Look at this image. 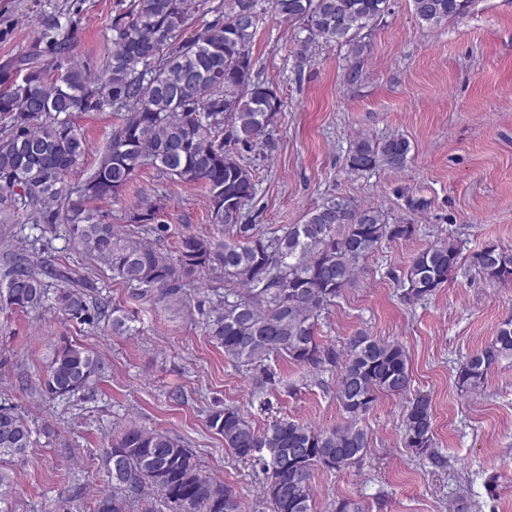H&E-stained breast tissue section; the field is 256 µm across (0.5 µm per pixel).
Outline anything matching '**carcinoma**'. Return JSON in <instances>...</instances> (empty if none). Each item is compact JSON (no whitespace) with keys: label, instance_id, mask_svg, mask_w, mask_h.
<instances>
[{"label":"carcinoma","instance_id":"cac0c4a2","mask_svg":"<svg viewBox=\"0 0 512 512\" xmlns=\"http://www.w3.org/2000/svg\"><path fill=\"white\" fill-rule=\"evenodd\" d=\"M390 0H222L210 9L196 36L180 37L190 14L188 0H130L112 17V52L91 70L70 55L71 20L52 18L24 55L0 66V223L24 212L41 233L66 235L135 300L167 309L188 304L187 286L215 271L224 277V300L208 324L224 356L253 366L285 355L302 367L338 366L336 400L346 421L317 428L276 419L262 431L238 409L208 413L207 423L240 461H258L261 494L270 512H313L311 477L322 468L340 472L362 462L370 447L362 420L381 394L410 391L408 356L397 341L360 332L346 351L324 347L317 336L323 312L349 286L364 261L385 240L406 239L411 223H390L375 207L336 196L309 212L281 236H267L245 218L255 198L254 171L239 155L269 143L283 101L264 79L253 47L263 15L301 25L297 65L308 62L312 44L323 40L347 49L358 72L370 50L368 32L389 11ZM467 0H413L420 24L437 27L459 16ZM121 114V122L93 172L77 187L70 175L85 160L87 144L76 113ZM403 136H360L346 158L348 172L379 166L399 172L408 162ZM154 168L171 182L200 185L215 224L234 230L230 242L182 237L171 256L148 236L163 237V202L145 198L124 214L118 229L90 208L116 198L141 168ZM0 309L36 311L49 300L72 323L110 327L116 336L138 331L122 306L101 297L98 283L69 263L37 248L4 242ZM461 248L437 240L418 251L403 273V298L434 295L460 264ZM486 280L512 283V249L487 242L473 255ZM56 291L49 293V282ZM512 357V318L460 364L456 387L474 393L491 368ZM97 352L66 336L47 358L39 392L68 403L94 392L105 377ZM404 446L419 456L435 454L428 399L409 402L402 421ZM28 419L0 404V504L15 490L7 464L25 460L36 439ZM109 489L95 495L92 512H241L234 490L203 470L197 456L166 430L128 425L104 450Z\"/></svg>","mask_w":512,"mask_h":512}]
</instances>
